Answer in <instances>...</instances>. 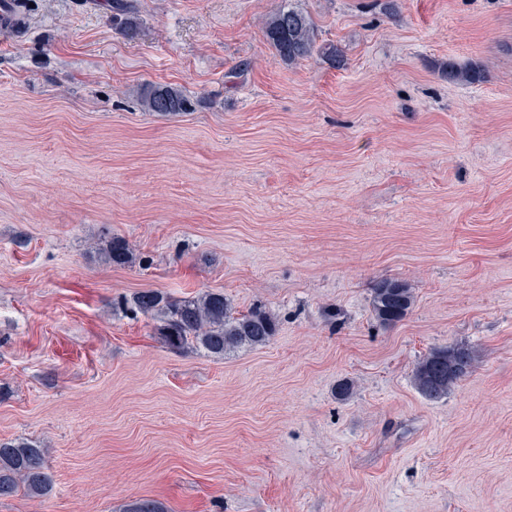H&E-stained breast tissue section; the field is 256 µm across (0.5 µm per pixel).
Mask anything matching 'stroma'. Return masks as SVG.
<instances>
[{
	"mask_svg": "<svg viewBox=\"0 0 512 512\" xmlns=\"http://www.w3.org/2000/svg\"><path fill=\"white\" fill-rule=\"evenodd\" d=\"M33 2L0 29V442L53 488L0 512H512V0H293L340 68L280 61V0H131L128 31ZM145 82L205 101L146 112ZM383 279L415 296L389 328ZM141 290L278 330L175 351L120 309ZM456 344L472 372L425 400L417 362ZM105 261L109 264L122 266L133 261V249L123 238L115 237L104 252ZM413 303L414 294L406 281L385 279L372 288L371 314L380 326H393L403 320Z\"/></svg>",
	"mask_w": 512,
	"mask_h": 512,
	"instance_id": "35a3bbf8",
	"label": "stroma"
}]
</instances>
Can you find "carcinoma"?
I'll use <instances>...</instances> for the list:
<instances>
[{
    "instance_id": "obj_1",
    "label": "carcinoma",
    "mask_w": 512,
    "mask_h": 512,
    "mask_svg": "<svg viewBox=\"0 0 512 512\" xmlns=\"http://www.w3.org/2000/svg\"><path fill=\"white\" fill-rule=\"evenodd\" d=\"M265 37L276 55L289 65L319 56L336 65L343 62L342 50L334 44L317 45L311 18L287 0L263 20ZM448 79L469 84L484 79L478 66L448 65ZM145 112L178 116L194 110L193 97L176 87L146 84L136 90ZM105 261L122 266L133 261V249L123 238L114 237L104 252ZM414 303L410 285L398 279H385L372 288L371 314L381 326L389 327L403 320ZM131 309L157 320L158 330L173 349L194 348L210 356L222 357L241 347L266 345L275 335L276 317L266 308L256 306L238 315L221 291H206L183 299H172L161 291H141L128 300ZM474 352L464 346L430 352L414 370L413 382L418 393L429 401H438L460 380L448 375V367L464 364L471 372ZM30 496H45L51 490L45 451L27 440L0 442V498L18 491ZM123 512H169L155 499H135L123 506Z\"/></svg>"
}]
</instances>
